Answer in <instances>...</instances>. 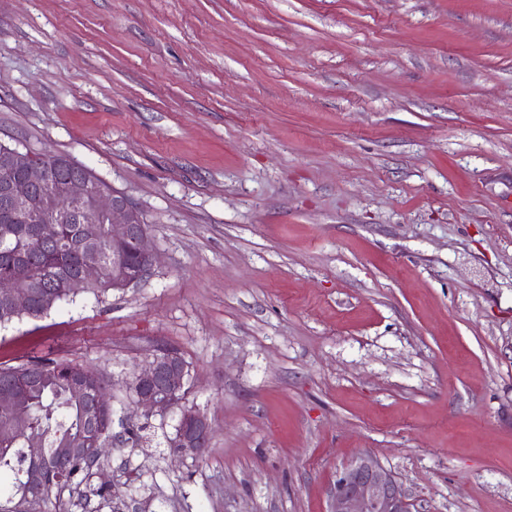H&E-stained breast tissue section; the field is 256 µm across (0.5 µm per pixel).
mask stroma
I'll use <instances>...</instances> for the list:
<instances>
[{"label": "stroma", "mask_w": 512, "mask_h": 512, "mask_svg": "<svg viewBox=\"0 0 512 512\" xmlns=\"http://www.w3.org/2000/svg\"><path fill=\"white\" fill-rule=\"evenodd\" d=\"M0 142L87 167L156 254L0 365L90 366L117 437L166 343L210 424L175 457L152 417L69 512H329L366 454L413 512H512V0H0Z\"/></svg>", "instance_id": "obj_1"}]
</instances>
